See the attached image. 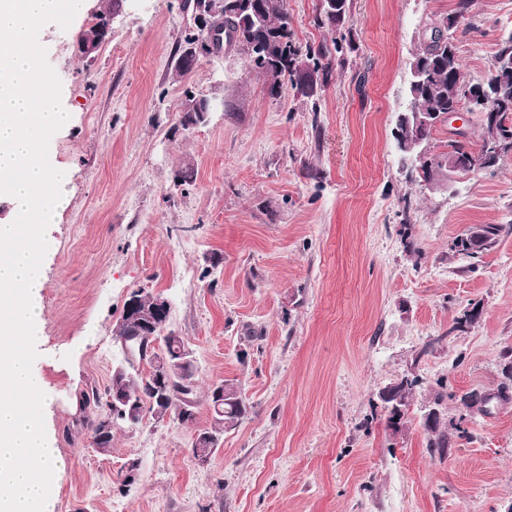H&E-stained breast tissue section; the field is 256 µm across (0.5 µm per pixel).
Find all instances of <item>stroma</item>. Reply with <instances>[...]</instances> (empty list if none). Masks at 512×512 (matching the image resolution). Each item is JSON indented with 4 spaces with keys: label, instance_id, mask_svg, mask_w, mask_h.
I'll use <instances>...</instances> for the list:
<instances>
[{
    "label": "stroma",
    "instance_id": "1",
    "mask_svg": "<svg viewBox=\"0 0 512 512\" xmlns=\"http://www.w3.org/2000/svg\"><path fill=\"white\" fill-rule=\"evenodd\" d=\"M110 3L83 0L68 28L38 35L72 114L49 143L67 206L47 230L33 362L65 461L55 512H504L512 402L466 416L456 398L496 392L512 349V156L431 190L392 136L411 56L456 0H353L346 63L316 114L270 95L233 47L177 77L190 0H124L84 57L78 35ZM318 5L288 0L298 43L328 41ZM470 20L459 56L478 82L512 31V0H473ZM190 94L213 110L187 129ZM185 167L192 180L176 184ZM477 224L503 225L495 248L451 252ZM134 291L163 294L168 330L194 351L196 426L148 412L102 455L78 399L109 384L112 328ZM473 307L476 322L457 327ZM411 371L423 383L395 435L379 392ZM225 379L247 414L203 467L192 438ZM440 379L445 414L467 431L443 454L423 419ZM130 460L139 474L125 489Z\"/></svg>",
    "mask_w": 512,
    "mask_h": 512
}]
</instances>
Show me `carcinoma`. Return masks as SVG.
<instances>
[{
	"mask_svg": "<svg viewBox=\"0 0 512 512\" xmlns=\"http://www.w3.org/2000/svg\"><path fill=\"white\" fill-rule=\"evenodd\" d=\"M265 10L260 20L251 18L249 11L242 8L233 16H224L226 42L235 44L246 56L251 71L264 76L269 81V91L278 95L290 88L295 94L309 103L310 110L318 111V90L327 84L333 72V65L345 64L342 58L343 42L346 40L344 26L336 24L329 17L319 13L315 23L318 27L331 31V43L301 45L295 41L288 15L287 0H262ZM410 69L419 72L412 77L408 88L410 121L401 127L400 137L404 140H421L432 143L435 126L417 122L416 118L426 117L430 112H446L455 101L458 79L464 77L458 45L448 44L439 35L436 22L428 26L418 51L413 56ZM512 139V123L500 125L497 130L482 128L481 144L467 141L454 147V163L462 170L469 169L481 158L482 142L492 135ZM503 231L501 224H484L472 227L464 237L455 239L450 250L470 258H478L493 249ZM151 376L135 380L127 378L123 386L139 389L147 395L143 409L154 414L181 410V399L175 395L156 400L150 394ZM224 385V414L212 418L210 432L218 437L225 430L236 426L246 415L247 406L241 395L240 386L233 380L222 381ZM113 384L104 390L92 387L81 393L79 409L89 414V427L96 450L106 454L112 448V433L101 434L99 419L112 412L110 396ZM460 429L458 423H447L428 429V447L443 454L452 447L448 428Z\"/></svg>",
	"mask_w": 512,
	"mask_h": 512,
	"instance_id": "carcinoma-1",
	"label": "carcinoma"
}]
</instances>
